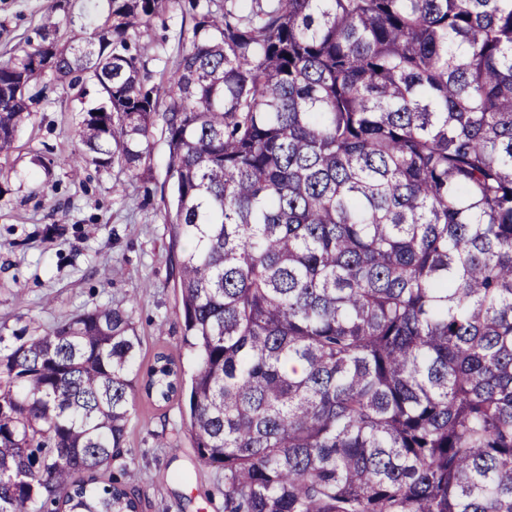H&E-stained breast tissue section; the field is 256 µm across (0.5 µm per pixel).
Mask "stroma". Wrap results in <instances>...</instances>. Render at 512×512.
<instances>
[{"instance_id":"obj_1","label":"stroma","mask_w":512,"mask_h":512,"mask_svg":"<svg viewBox=\"0 0 512 512\" xmlns=\"http://www.w3.org/2000/svg\"><path fill=\"white\" fill-rule=\"evenodd\" d=\"M47 5L0 0V63L35 39ZM191 26L175 4L143 34L152 70L171 64ZM78 107L62 92L51 93L19 129L16 151L0 158V337L12 345L73 315L119 306L133 312L142 369L160 353L191 369L181 347L176 254L164 220L163 198L171 193L166 143L154 135L140 177L91 166L73 175L60 159L78 147ZM38 156L55 161L41 195L31 192L33 178L43 174ZM125 461L141 478L139 512H224V475L197 467L177 399L136 390Z\"/></svg>"}]
</instances>
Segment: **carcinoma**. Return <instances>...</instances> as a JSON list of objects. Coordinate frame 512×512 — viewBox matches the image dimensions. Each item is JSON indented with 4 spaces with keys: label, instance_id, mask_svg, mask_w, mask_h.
Returning a JSON list of instances; mask_svg holds the SVG:
<instances>
[{
    "label": "carcinoma",
    "instance_id": "cac0c4a2",
    "mask_svg": "<svg viewBox=\"0 0 512 512\" xmlns=\"http://www.w3.org/2000/svg\"><path fill=\"white\" fill-rule=\"evenodd\" d=\"M105 0L0 63V156L92 94L61 159L138 173L157 122L189 432L224 512H512V0ZM0 337V512H138L123 461L140 337L100 306ZM144 390L182 392L160 354ZM191 26L190 15L184 13L178 3H174L162 19L156 20L153 27L143 34L140 43L145 57L156 58L150 63V68L157 72V81L164 67H170L182 46L187 44Z\"/></svg>",
    "mask_w": 512,
    "mask_h": 512
}]
</instances>
